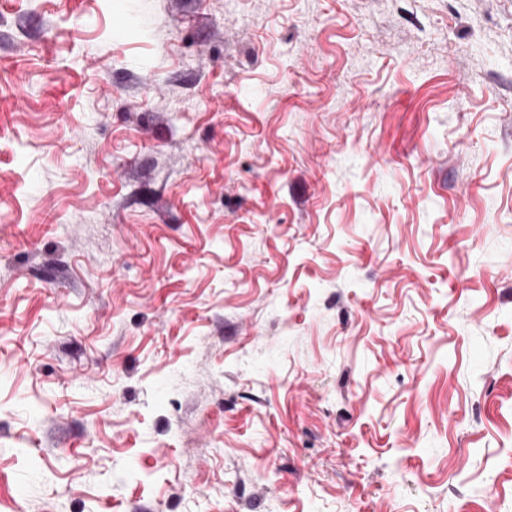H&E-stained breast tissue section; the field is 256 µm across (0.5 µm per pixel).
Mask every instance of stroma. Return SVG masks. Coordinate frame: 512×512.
I'll return each instance as SVG.
<instances>
[{
	"mask_svg": "<svg viewBox=\"0 0 512 512\" xmlns=\"http://www.w3.org/2000/svg\"><path fill=\"white\" fill-rule=\"evenodd\" d=\"M0 512H512V0H0Z\"/></svg>",
	"mask_w": 512,
	"mask_h": 512,
	"instance_id": "1",
	"label": "stroma"
}]
</instances>
